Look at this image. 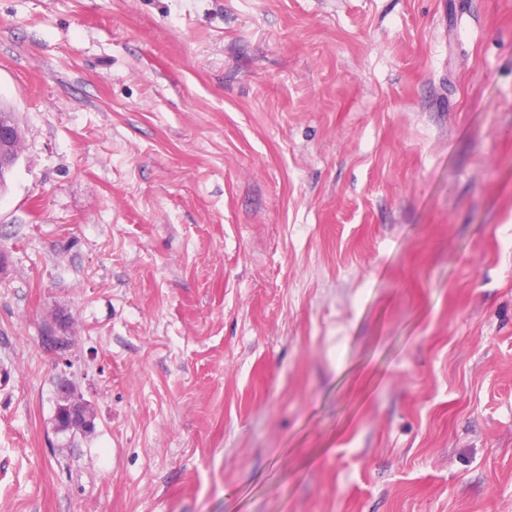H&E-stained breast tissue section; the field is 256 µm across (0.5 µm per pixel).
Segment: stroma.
<instances>
[{
  "instance_id": "35a3bbf8",
  "label": "stroma",
  "mask_w": 512,
  "mask_h": 512,
  "mask_svg": "<svg viewBox=\"0 0 512 512\" xmlns=\"http://www.w3.org/2000/svg\"><path fill=\"white\" fill-rule=\"evenodd\" d=\"M0 103V512H512V0H0ZM0 110L6 115L13 116L16 121L14 112L2 106ZM6 115H0V172L2 173L12 169L14 160L17 161L20 152L19 147V151L15 153V156L13 155V149L18 146L19 136L14 121Z\"/></svg>"
}]
</instances>
